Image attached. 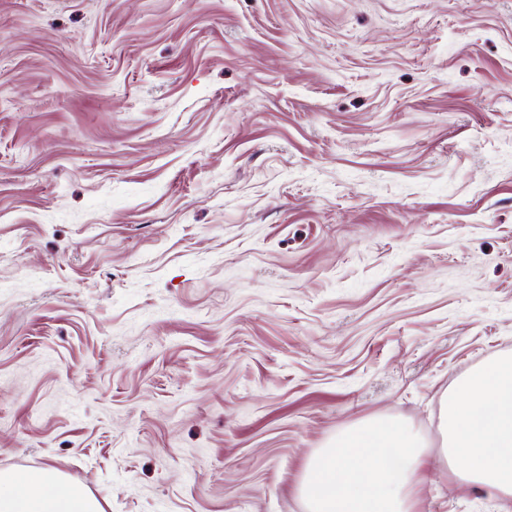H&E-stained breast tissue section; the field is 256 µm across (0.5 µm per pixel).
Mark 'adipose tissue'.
<instances>
[{
    "label": "adipose tissue",
    "mask_w": 512,
    "mask_h": 512,
    "mask_svg": "<svg viewBox=\"0 0 512 512\" xmlns=\"http://www.w3.org/2000/svg\"><path fill=\"white\" fill-rule=\"evenodd\" d=\"M439 455L394 417L356 421L309 458L298 493L306 512H418V488L440 460L454 479L512 500V353L490 356L439 400ZM0 512H102L83 488L51 468L0 470Z\"/></svg>",
    "instance_id": "obj_1"
}]
</instances>
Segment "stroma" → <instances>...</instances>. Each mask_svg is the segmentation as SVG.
<instances>
[{
	"label": "stroma",
	"mask_w": 512,
	"mask_h": 512,
	"mask_svg": "<svg viewBox=\"0 0 512 512\" xmlns=\"http://www.w3.org/2000/svg\"><path fill=\"white\" fill-rule=\"evenodd\" d=\"M510 351L512 0H0V469L304 512Z\"/></svg>",
	"instance_id": "obj_1"
}]
</instances>
